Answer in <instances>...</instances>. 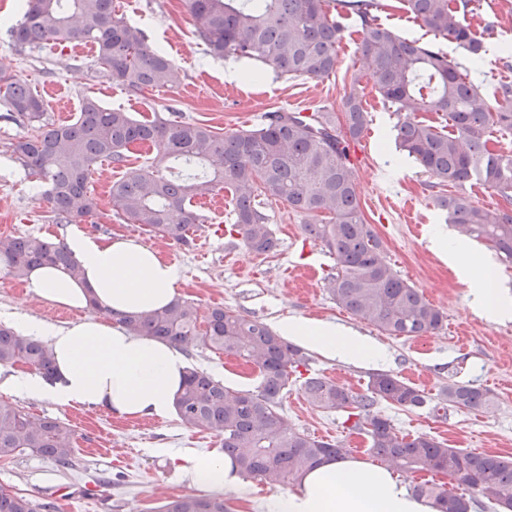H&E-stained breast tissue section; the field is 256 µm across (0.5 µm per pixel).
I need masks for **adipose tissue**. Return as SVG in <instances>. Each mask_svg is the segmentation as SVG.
<instances>
[{"mask_svg":"<svg viewBox=\"0 0 512 512\" xmlns=\"http://www.w3.org/2000/svg\"><path fill=\"white\" fill-rule=\"evenodd\" d=\"M65 244L81 267L79 279L43 265L27 279L36 296L62 307L96 304L100 317L62 325L22 318V335L42 339L54 357L55 375L0 374V392L48 400L60 406L100 409L121 418H168L187 375L181 347L138 336L117 315L162 309L175 297L179 268L156 249L135 239L105 243L71 225ZM437 253L470 287L471 304L483 317H512V297L491 285L490 260L468 257L463 242L436 240ZM280 331L326 358L345 362L376 360L379 346L340 325L285 317ZM188 486L207 492H241L242 478L226 456L187 457L180 467ZM269 512H435L411 495L393 470L348 457L327 459L311 469L298 489L272 495Z\"/></svg>","mask_w":512,"mask_h":512,"instance_id":"ef3b65f1","label":"adipose tissue"}]
</instances>
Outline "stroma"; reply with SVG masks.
<instances>
[{"mask_svg": "<svg viewBox=\"0 0 512 512\" xmlns=\"http://www.w3.org/2000/svg\"><path fill=\"white\" fill-rule=\"evenodd\" d=\"M21 3L0 0V67L33 92L45 87L60 90V98L44 101L51 122L73 120L83 101L93 98L140 119L174 116L231 133L257 128L265 114L275 110L341 112L345 95L357 90L369 116L367 131L351 149L360 205L397 274L443 312L444 321L433 333L409 339L388 336L340 308L326 288L327 277L336 270L335 255L309 238L303 229L305 217L282 202L261 201L278 240L276 253L270 255L249 251L240 235L230 234L234 200L227 193L222 208L200 207L203 224L188 247L165 243L147 228L129 223L113 210L109 191L127 168L139 167L154 156V149L146 146L133 149L126 167L108 162L97 167L89 188L99 207L82 227L101 240L129 237L159 250L179 268V295L193 302L199 315L222 305L273 327L287 316L333 322L382 345L387 359L380 368L428 395L439 394L451 381L488 390L493 398L489 409H452L444 419L432 418L424 409L401 410L384 403L379 410L402 433L426 434L453 448L512 458V320L491 322L475 315L468 284L432 249V237L451 236L455 230L434 202L438 190L431 178L395 145L397 116L368 80L357 15L347 21L350 34L336 47V71L329 77L288 79L270 73L258 81L230 80L225 73L238 68V61L207 54L185 0H115L117 15L145 30L150 43L166 52L176 70L172 85L135 94L112 82L92 44L64 42L18 51L8 27ZM475 20L492 27L484 39L487 52L479 68H472L468 54L454 44L443 40L439 46L462 67L471 68L474 82L489 95L499 82L512 80V67L499 58L500 45L512 43V0H479ZM27 131L0 101V234H34L58 241L65 236L66 224L48 219L39 184L12 152L13 143ZM409 198L415 201L421 225L417 233L409 230L400 210ZM25 315L55 324L80 317L79 312L33 296L25 281L0 274V323L10 325ZM308 357L306 367L290 377L283 398L285 414L299 430L310 434L327 430L349 456L371 460L367 437L347 430L345 412L309 405L301 385L305 378L320 375L361 393L370 374L380 368L329 360L313 350ZM187 360L230 390H252L259 384L252 366L205 346H192ZM0 404L53 417L74 428L77 448L71 468H60L30 452L0 461V487L37 502L51 500L56 512H150L164 499L188 494L179 471L182 456L221 451L216 438L186 428L175 416L124 419L101 410L2 393Z\"/></svg>", "mask_w": 512, "mask_h": 512, "instance_id": "1", "label": "stroma"}]
</instances>
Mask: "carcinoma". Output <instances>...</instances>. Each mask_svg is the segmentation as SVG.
Returning <instances> with one entry per match:
<instances>
[{
	"mask_svg": "<svg viewBox=\"0 0 512 512\" xmlns=\"http://www.w3.org/2000/svg\"><path fill=\"white\" fill-rule=\"evenodd\" d=\"M472 0H400L436 38L456 43L471 61L483 59L484 31L471 21ZM196 33L217 57L253 61L246 74L320 79L336 70V45L347 27L331 16L327 0H186ZM361 20V49L371 62L369 80L394 107L398 147L424 169L436 187L456 188L436 196L457 231L494 248L512 263V151L493 146V133L512 135V82H501L489 102L468 69L432 43L399 35L372 14L375 0H351ZM8 33L21 49L43 43L90 42L113 82L140 92L174 80L172 61L152 47L144 30L117 16L114 0H25ZM0 96L31 132L13 144L24 167L44 183L41 200L55 220L79 223L95 214L98 201L89 180L99 162L122 166L131 147L149 145V164L129 170L112 184V207L127 221L156 236L191 246L190 232L202 223L192 202L232 190V230L258 254L277 247L256 197L284 202L307 217L329 215L326 223L305 225L306 233L336 255V273L327 289L338 305L389 336L432 333L444 320L415 286L399 277L379 236L367 224L357 195L351 144L367 124L359 95L352 91L334 112L277 110L253 130L220 134L204 124L172 117L135 119L88 98L70 123L46 121L44 103L15 75L0 71ZM479 183L503 200L496 207L475 204L464 191ZM50 264L76 279L81 268L64 243L38 235H0V273L25 279ZM119 322L142 336L186 347L199 341L235 356L259 372L254 390L230 392L211 375L191 368L176 401L188 428L220 441L241 476L269 485L298 482L322 459H340L343 445L295 429L283 414L289 377L306 365L303 349L268 324L221 305L199 319L195 306L174 299L161 310L122 316ZM26 365L50 378L53 354L39 340L0 323V366ZM303 395L313 407L347 413L350 430L369 439L374 457L401 473L428 472L448 484L411 487L432 500L437 512H470L477 499L512 512V460L468 452L424 434L399 432L378 411L386 403L402 410L429 409L445 418L448 408L478 411L492 403L487 391L455 382L433 400L403 378L387 372L369 376L365 392H353L326 378L310 377ZM76 432L52 417L36 418L0 405V460L26 451L72 466ZM51 501L0 489V512H51ZM155 512H227L221 496L169 498Z\"/></svg>",
	"mask_w": 512,
	"mask_h": 512,
	"instance_id": "obj_1",
	"label": "carcinoma"
}]
</instances>
